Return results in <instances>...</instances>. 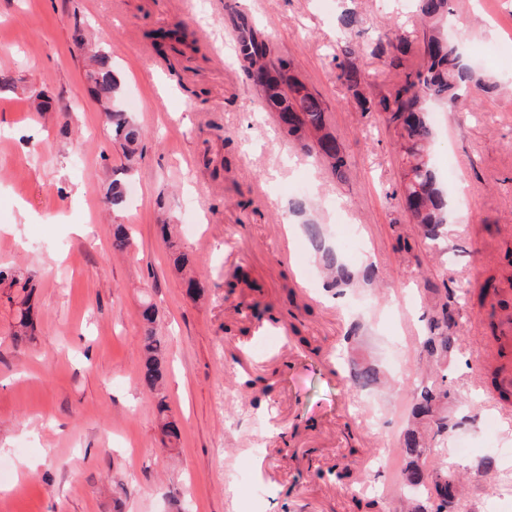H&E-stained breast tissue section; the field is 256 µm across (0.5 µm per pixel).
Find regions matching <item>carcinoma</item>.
<instances>
[{"mask_svg": "<svg viewBox=\"0 0 512 512\" xmlns=\"http://www.w3.org/2000/svg\"><path fill=\"white\" fill-rule=\"evenodd\" d=\"M450 4L451 0H415L422 29L407 31L397 36L395 42L378 39L371 55L385 59L390 68L402 69V76L393 92L377 100L366 95L372 74L359 64L348 38L338 43L339 53L336 54L337 79L358 100L362 111L385 113L387 125L393 128L404 165L402 197L408 202L413 223L433 242L438 239L442 225L447 223V200L430 161L433 129L425 116V104L440 101L453 107L464 97L472 98L477 92L492 93L500 87L490 76L469 64L459 45L442 33V22L450 14ZM419 33L422 34V60L413 68L404 64V56L411 39ZM236 56L244 63L255 84L269 88L270 94L262 104L278 114L281 132L288 141L304 153L325 160L336 178H345L348 163L341 144L326 130L327 106L318 94L305 88L299 80L293 60L272 54L269 37L258 33L243 17L237 24ZM89 62L91 69L87 78L96 101L102 106L104 123L110 129L112 140L131 160L138 151L142 131L121 106L122 84L112 67L111 57L96 51L89 56ZM130 246L128 230L121 224L116 225L112 231L113 252L123 254ZM322 258L334 273L327 284L329 288L340 283L350 285L359 277L367 281L371 276L369 267L357 274L351 272L338 263L335 254L329 250L323 251ZM32 289L33 279L0 270V292L13 313L14 336L18 339L32 338ZM142 318L149 328L142 338L140 373L142 381L156 391L163 378L162 344L151 328L156 321L152 303H144ZM452 346V337L434 333L426 338L422 349L428 357L443 362L448 359ZM412 391L416 394L412 417L426 420L435 438L447 433V417L441 415L439 405L448 397V389L427 376L418 379ZM157 408L161 430L173 444L179 432L169 420L165 397H159ZM403 447L411 457L404 473L405 486L431 502L430 512H454L459 484L457 475L446 468L428 471L422 435L418 430L410 428L405 432Z\"/></svg>", "mask_w": 512, "mask_h": 512, "instance_id": "cac0c4a2", "label": "carcinoma"}]
</instances>
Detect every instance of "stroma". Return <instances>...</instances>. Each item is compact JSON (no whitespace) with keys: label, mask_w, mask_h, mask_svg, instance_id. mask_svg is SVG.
<instances>
[{"label":"stroma","mask_w":512,"mask_h":512,"mask_svg":"<svg viewBox=\"0 0 512 512\" xmlns=\"http://www.w3.org/2000/svg\"><path fill=\"white\" fill-rule=\"evenodd\" d=\"M347 8L382 96L398 77L371 49L413 29L412 0H0V269L36 282L33 342L11 336L0 301V512H356L364 492L406 512L413 396L400 387L443 314L449 441L512 448V407L496 390L512 385V315L476 297L491 279L512 298V89L433 112L431 162L453 188L429 245L399 195L383 114L336 76ZM451 8L471 63L512 82V0ZM240 11L327 103L346 180L262 109L234 57ZM77 25L138 103L134 160L89 93ZM183 25L194 48L154 46L152 31ZM34 89L51 110H34ZM116 179L138 195L114 207ZM116 224L134 239L124 255ZM348 227L366 258L347 267L372 264L375 279L331 288L320 251ZM191 275L205 284L196 296ZM146 302L165 345L172 449L140 380ZM357 364L379 382L353 387ZM345 465L350 479L327 478ZM447 466L464 479L456 512H512V466L452 453Z\"/></svg>","instance_id":"stroma-1"}]
</instances>
